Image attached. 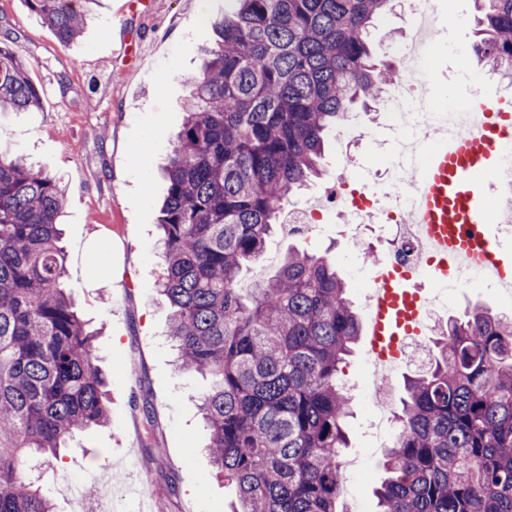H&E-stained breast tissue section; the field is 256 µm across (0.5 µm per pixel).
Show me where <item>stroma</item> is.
<instances>
[{
	"label": "stroma",
	"instance_id": "1",
	"mask_svg": "<svg viewBox=\"0 0 512 512\" xmlns=\"http://www.w3.org/2000/svg\"><path fill=\"white\" fill-rule=\"evenodd\" d=\"M230 7L229 0H98L83 35L65 47L19 0H0L10 46L31 64L43 92L37 111L0 113V150L48 170L65 190L64 287L83 318L102 331L96 351L110 390L111 425L76 433L60 459L42 470L54 512H73V487L84 490L90 512L108 494L118 512H235L238 506L235 484L215 475L203 455L209 434L198 404L209 381L177 372L166 336L169 309L157 292L160 166L184 121L186 79L214 41L213 20ZM434 12L451 41L477 42L474 0H434ZM408 38L406 8L395 6L376 20L374 59L390 60L391 46ZM358 116L369 135L352 148L355 167L345 166L335 135H328L325 174L292 196L296 207L319 196L327 177L350 180L382 170L394 133L382 108ZM291 248L335 263L355 308L363 309L344 259L350 242L331 233L280 230L248 278L273 275ZM477 304L512 317V299L490 289L453 290L447 313L459 316ZM366 358L364 343H357L338 378L351 396L345 454L368 460L358 495L365 512H376L385 450L364 411Z\"/></svg>",
	"mask_w": 512,
	"mask_h": 512
}]
</instances>
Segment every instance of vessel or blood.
I'll use <instances>...</instances> for the list:
<instances>
[{
  "instance_id": "b4317fda",
  "label": "vessel or blood",
  "mask_w": 512,
  "mask_h": 512,
  "mask_svg": "<svg viewBox=\"0 0 512 512\" xmlns=\"http://www.w3.org/2000/svg\"><path fill=\"white\" fill-rule=\"evenodd\" d=\"M512 148V123L484 105L470 130L434 146L414 169L411 218L434 261L432 275L447 286L457 265L496 275L504 261L488 226L496 214L484 199L481 179ZM427 293L420 275L379 267L365 306L367 347L380 359L393 356L401 337L417 332Z\"/></svg>"
}]
</instances>
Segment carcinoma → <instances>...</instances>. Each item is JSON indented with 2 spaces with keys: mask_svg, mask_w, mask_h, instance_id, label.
I'll use <instances>...</instances> for the list:
<instances>
[{
  "mask_svg": "<svg viewBox=\"0 0 512 512\" xmlns=\"http://www.w3.org/2000/svg\"><path fill=\"white\" fill-rule=\"evenodd\" d=\"M20 2L64 47L89 17L77 0ZM391 2L235 0L187 79L158 286L178 372L212 378L208 463L236 485L237 512H339L349 397L337 373L362 332L346 283L295 249L250 300L239 282L290 196L322 174L326 131L398 81L368 43ZM481 2L477 64L512 79V0ZM29 69L0 40V112L41 107ZM63 207L54 176L0 152V512H53L31 464L111 423L95 334L63 287ZM434 348L405 380L378 512H512V318L475 308L439 326Z\"/></svg>",
  "mask_w": 512,
  "mask_h": 512,
  "instance_id": "cac0c4a2",
  "label": "carcinoma"
}]
</instances>
